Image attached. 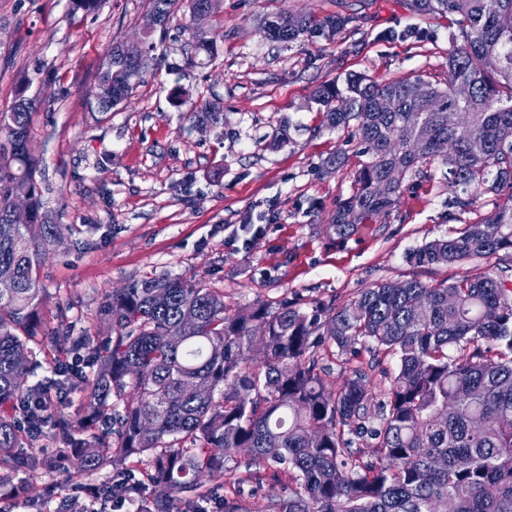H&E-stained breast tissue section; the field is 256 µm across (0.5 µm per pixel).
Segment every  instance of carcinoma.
Wrapping results in <instances>:
<instances>
[{
	"label": "carcinoma",
	"instance_id": "obj_1",
	"mask_svg": "<svg viewBox=\"0 0 512 512\" xmlns=\"http://www.w3.org/2000/svg\"><path fill=\"white\" fill-rule=\"evenodd\" d=\"M202 7L215 15L221 0H148L145 24L152 33L175 11L193 17ZM406 8L458 30L444 81L351 74L344 87L325 83L311 95L323 125L355 129L367 157L326 225L339 242L377 223L435 160L448 166L452 208L512 192V0H406ZM350 21L284 12L267 21L268 37L285 46L330 38ZM191 40L194 54H215L203 33ZM154 48L147 37L139 49L108 51L97 86L111 99L95 102L98 114L128 101L156 64ZM24 99L22 88L0 113V486L20 472L80 474L146 455L140 477L116 494L135 501L162 488L148 512L210 500L200 475L230 462L244 465L240 484L288 474V496L270 497L267 512H512V206L409 256L451 265L496 255L495 271L435 284L385 281L341 306L306 308L286 298L239 307L201 282L160 274L105 296V335L72 336L60 323L39 336L41 264L75 229L43 201L29 146L34 111L18 110ZM188 119L217 127L221 106H195ZM445 141L455 145L451 156L439 152ZM18 182L29 187L23 214L11 199ZM31 342L86 359L84 414L65 412L53 387L27 384L43 367ZM359 347L396 359L381 395L357 366L338 389L328 379L324 358ZM48 423L64 448L36 452Z\"/></svg>",
	"mask_w": 512,
	"mask_h": 512
}]
</instances>
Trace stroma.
Listing matches in <instances>:
<instances>
[{
	"instance_id": "obj_1",
	"label": "stroma",
	"mask_w": 512,
	"mask_h": 512,
	"mask_svg": "<svg viewBox=\"0 0 512 512\" xmlns=\"http://www.w3.org/2000/svg\"><path fill=\"white\" fill-rule=\"evenodd\" d=\"M146 11V0H102L88 16L72 14L70 0H0V112L21 77L33 76L30 148L50 185L44 200L59 223L80 229L40 270L45 328L63 311L74 335H97L104 296L153 274L200 281L227 303L251 306L286 297L343 303L380 282L432 284L494 268L492 257L408 263L426 241L512 205L504 191L481 196L465 213L449 208L448 168L437 161L380 223L342 244L325 231L363 158L346 131L321 126L311 90L349 74L444 80L457 36L447 18L411 14L404 0H223L206 24L217 54L194 66L186 55L193 23L180 12L152 36L158 68L96 121L99 67L113 44L137 38ZM280 12L351 21L334 39L286 47L264 29ZM177 88L181 106L171 99ZM205 101L221 104L223 123L203 131L186 112ZM339 151L344 166L325 171ZM115 478L109 468L74 478L35 473L16 512L54 507L52 493L105 489Z\"/></svg>"
}]
</instances>
